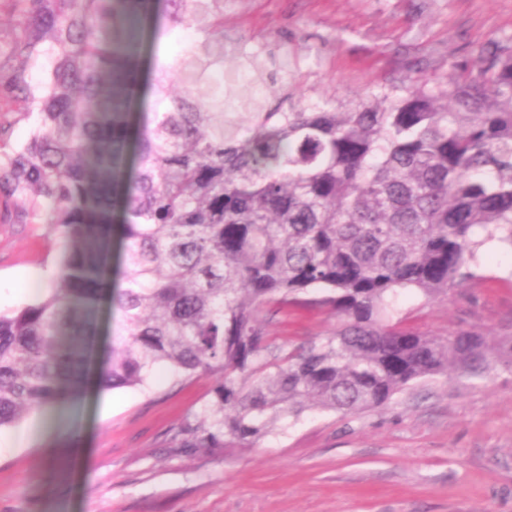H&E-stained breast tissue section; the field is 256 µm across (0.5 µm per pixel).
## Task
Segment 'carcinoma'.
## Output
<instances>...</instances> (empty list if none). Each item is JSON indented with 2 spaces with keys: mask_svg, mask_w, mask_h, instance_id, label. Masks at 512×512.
<instances>
[{
  "mask_svg": "<svg viewBox=\"0 0 512 512\" xmlns=\"http://www.w3.org/2000/svg\"><path fill=\"white\" fill-rule=\"evenodd\" d=\"M9 2L0 209L50 225L65 252L59 287L0 312V428L77 395L103 303L123 312L126 338L100 386H141L159 365L215 377L209 403L175 427L178 447L202 452L247 449L309 409L384 406L427 376L512 367V336L438 338L393 321L397 290L446 295L476 278L486 242L512 246V46L496 41L477 68L450 62L448 82L401 96L267 112L224 92V0H164L155 38L194 27L202 39L155 57V108L127 180L139 63L114 30L153 20L157 0ZM315 290L340 327L298 344L270 335ZM112 232V288L124 286L126 265L123 263L121 254V234L117 224H114Z\"/></svg>",
  "mask_w": 512,
  "mask_h": 512,
  "instance_id": "1",
  "label": "carcinoma"
}]
</instances>
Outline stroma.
I'll list each match as a JSON object with an SVG mask.
<instances>
[{
    "mask_svg": "<svg viewBox=\"0 0 512 512\" xmlns=\"http://www.w3.org/2000/svg\"><path fill=\"white\" fill-rule=\"evenodd\" d=\"M512 40V0H224V44L258 56L264 78L243 89L288 107L401 94L448 64L477 66L491 41ZM138 82L153 106L152 51L135 41ZM64 240L49 225L0 222V311L36 301L32 280L54 287ZM476 280L435 299L398 291L395 317L426 336L479 330L512 336V247L481 255ZM337 321L292 308L272 335L299 342ZM214 377L177 380L154 369L145 386L88 385L76 401L0 429V512H512V369L481 379L418 380L385 407L354 415L313 409L232 454L174 451L175 426L211 398ZM83 459L61 453L72 441Z\"/></svg>",
    "mask_w": 512,
    "mask_h": 512,
    "instance_id": "stroma-1",
    "label": "stroma"
}]
</instances>
